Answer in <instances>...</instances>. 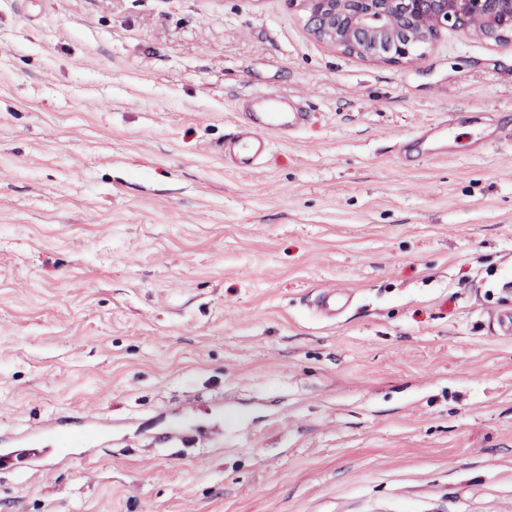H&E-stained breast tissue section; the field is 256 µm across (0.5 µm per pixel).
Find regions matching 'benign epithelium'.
Listing matches in <instances>:
<instances>
[{
	"mask_svg": "<svg viewBox=\"0 0 512 512\" xmlns=\"http://www.w3.org/2000/svg\"><path fill=\"white\" fill-rule=\"evenodd\" d=\"M312 36L367 61L401 64L448 30L512 39V0H289Z\"/></svg>",
	"mask_w": 512,
	"mask_h": 512,
	"instance_id": "benign-epithelium-1",
	"label": "benign epithelium"
}]
</instances>
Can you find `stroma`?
Listing matches in <instances>:
<instances>
[{
	"label": "stroma",
	"instance_id": "35a3bbf8",
	"mask_svg": "<svg viewBox=\"0 0 512 512\" xmlns=\"http://www.w3.org/2000/svg\"><path fill=\"white\" fill-rule=\"evenodd\" d=\"M306 20L0 0V512H512V40ZM263 94L308 121L243 171ZM348 297L336 290L330 288L321 291L314 301L316 313L323 319L335 320L348 304Z\"/></svg>",
	"mask_w": 512,
	"mask_h": 512
}]
</instances>
